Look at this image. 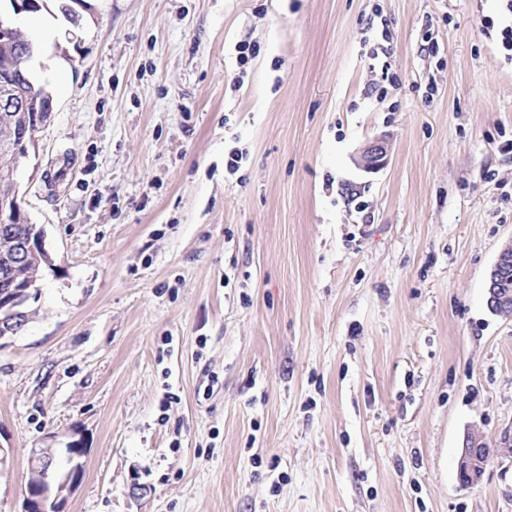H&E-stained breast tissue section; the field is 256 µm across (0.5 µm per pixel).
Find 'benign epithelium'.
<instances>
[{"instance_id": "1", "label": "benign epithelium", "mask_w": 512, "mask_h": 512, "mask_svg": "<svg viewBox=\"0 0 512 512\" xmlns=\"http://www.w3.org/2000/svg\"><path fill=\"white\" fill-rule=\"evenodd\" d=\"M21 61H6L0 68V109L12 114L11 125L0 130V228L5 230L10 224H27V213L18 203L19 190L15 179L14 161L19 154L28 152L35 144V134L43 129L54 112V99L48 98L32 110L28 109L25 93L14 81V74L20 70ZM389 153L387 140L376 137L363 148L358 165L367 172L380 169ZM12 254L15 267L23 268L30 264L53 267V259L45 248L44 232L33 227L32 233L12 242ZM512 268V245L505 246L491 268L487 280V306L500 317L512 319V293L501 288V278ZM0 277L14 284L12 288L0 289V338L13 329L15 322L25 318L23 307L31 297V286L35 278L16 282V274L7 271ZM486 444L482 436L469 432L464 438L457 470L463 477L461 485L473 487L482 481L486 463L481 460ZM85 449H68L65 478L57 475L56 456L50 448H33L30 451V469L27 480L24 512H67L68 500L81 483L83 468L80 458ZM493 456L512 461V430L502 432Z\"/></svg>"}]
</instances>
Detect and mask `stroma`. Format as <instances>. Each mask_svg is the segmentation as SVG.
<instances>
[{"label": "stroma", "mask_w": 512, "mask_h": 512, "mask_svg": "<svg viewBox=\"0 0 512 512\" xmlns=\"http://www.w3.org/2000/svg\"><path fill=\"white\" fill-rule=\"evenodd\" d=\"M89 3L17 168L54 267L0 338V512L73 444L68 512H512V462L456 474L512 429L499 0ZM388 153L387 140L383 136L376 137L363 148L358 165L367 172L379 170L385 164ZM511 267L512 270V245H506L499 253L491 268L487 280V306L489 310L500 317L512 319V293L501 288V278ZM487 446L482 440V436L475 432H469L464 438L458 459V475L462 476L464 481H459L464 487H473L482 481L487 462L481 460L482 450Z\"/></svg>", "instance_id": "1"}]
</instances>
